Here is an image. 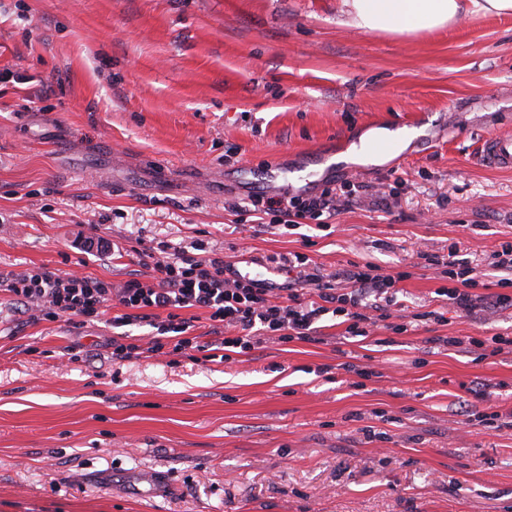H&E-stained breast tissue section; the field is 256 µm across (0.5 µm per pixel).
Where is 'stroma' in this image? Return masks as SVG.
<instances>
[{
  "instance_id": "1",
  "label": "stroma",
  "mask_w": 512,
  "mask_h": 512,
  "mask_svg": "<svg viewBox=\"0 0 512 512\" xmlns=\"http://www.w3.org/2000/svg\"><path fill=\"white\" fill-rule=\"evenodd\" d=\"M340 0H0V272L155 281L156 246L197 241L279 283L405 273L408 332L267 338L224 363L112 360L92 322L16 310L0 287V512H512V309L467 316L420 253L456 245L498 294L512 170V17L414 38L343 25ZM417 129L375 162H336L375 128ZM363 186L331 227L287 231L234 206ZM371 367L357 385L345 364ZM483 396L472 399L470 390ZM480 157L491 167L512 170V135L492 134L482 140ZM444 342L446 345L453 347L468 343L469 346L481 349L484 352L481 355L486 357L498 354L503 349L502 345H512V338L492 336L490 339H481L475 336H449L445 337Z\"/></svg>"
}]
</instances>
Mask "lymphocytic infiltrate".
<instances>
[{
	"label": "lymphocytic infiltrate",
	"mask_w": 512,
	"mask_h": 512,
	"mask_svg": "<svg viewBox=\"0 0 512 512\" xmlns=\"http://www.w3.org/2000/svg\"><path fill=\"white\" fill-rule=\"evenodd\" d=\"M239 210L269 215L273 224L288 230L340 212L329 188L305 197L256 195ZM201 248L198 242L189 248L160 246L155 264L160 280L155 285L132 276L116 287L102 279L75 273L63 276L45 267L1 275L0 284L11 293L20 313L38 311L49 319L69 314L93 321L106 303L118 301L125 312L113 317V327L149 322L154 330L150 340L154 352L168 346L177 353L201 348L197 337L190 334L191 321L180 312L204 310L214 338L202 348L208 361L224 362L257 349L264 335L282 342L317 341V324L327 315L343 319L349 337H368L384 319L388 306L395 304L396 285L405 278L401 272L381 273L369 263L321 276L311 273L312 260L307 254L296 252L282 261L290 273L288 281L276 283L241 273L223 258L201 256ZM492 257L501 289L492 298L479 294L480 277L457 247H449L442 256L425 255L424 260L448 281L439 288V295L472 314L512 309V241L499 244ZM307 283L315 285L317 297L305 302L300 292Z\"/></svg>",
	"instance_id": "obj_1"
}]
</instances>
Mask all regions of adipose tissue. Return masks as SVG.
I'll return each instance as SVG.
<instances>
[{"instance_id":"adipose-tissue-1","label":"adipose tissue","mask_w":512,"mask_h":512,"mask_svg":"<svg viewBox=\"0 0 512 512\" xmlns=\"http://www.w3.org/2000/svg\"><path fill=\"white\" fill-rule=\"evenodd\" d=\"M344 23L363 32L417 36L440 31L472 16H512V0H341ZM409 131L379 128L352 144L344 158L373 162L404 149Z\"/></svg>"}]
</instances>
